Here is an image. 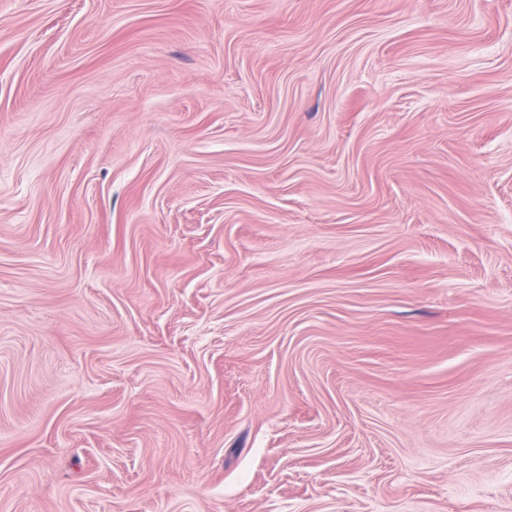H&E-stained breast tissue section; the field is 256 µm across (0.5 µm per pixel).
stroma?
<instances>
[{"label": "stroma", "mask_w": 512, "mask_h": 512, "mask_svg": "<svg viewBox=\"0 0 512 512\" xmlns=\"http://www.w3.org/2000/svg\"><path fill=\"white\" fill-rule=\"evenodd\" d=\"M0 512H512V0H0Z\"/></svg>", "instance_id": "35a3bbf8"}]
</instances>
